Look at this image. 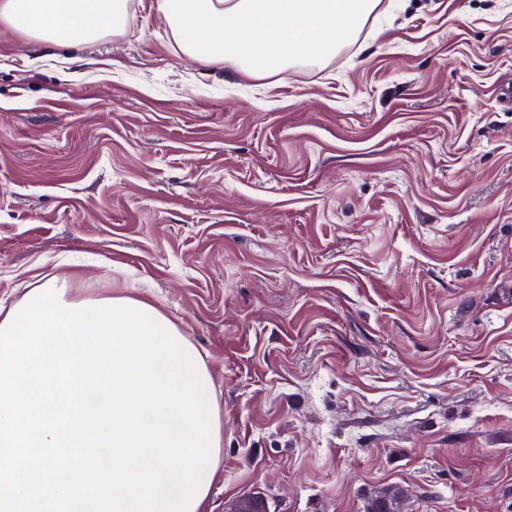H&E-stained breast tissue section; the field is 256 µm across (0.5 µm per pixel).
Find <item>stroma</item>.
Instances as JSON below:
<instances>
[{
	"label": "stroma",
	"mask_w": 512,
	"mask_h": 512,
	"mask_svg": "<svg viewBox=\"0 0 512 512\" xmlns=\"http://www.w3.org/2000/svg\"><path fill=\"white\" fill-rule=\"evenodd\" d=\"M0 25V303L70 273L206 356L211 512H512V0H381L253 80ZM54 277L58 278V282H56L57 279L54 281L55 282L54 284H57V286L54 285L57 288L56 290H58V288H62V287L65 288V286H66L65 292H64V289L62 290L65 293L64 296H63V302L65 301L66 302L65 304H68V303H76V304H78V303H81L82 301H85V300H100V299H103V300L104 299H111L112 300V299H115V298H118V299H115V300H120L122 298H126V299H129L131 301V303H134V301L142 302L143 304H146V305L150 306V308L152 307L150 309V313H156V314L158 313L159 314L158 321H160V317H162V319H164V321H167L166 325H171V329H174V333L176 331H177V333L178 332L180 333V334L178 333V337L181 336L183 341L188 342L189 345H192L194 347V345L186 338V336L183 335V333L180 331V329L177 327V325L173 322V320L167 314H165L163 311H161L160 309H158L154 305H152V304H150V303H148V302H146V301H144L142 299H139V298H137V297H135V296H133L131 294H120V295H116V296H112V297L98 298V299H93V298H86V299H79V300L73 299V298H71L69 296V289L70 288H67V284H68V281H69V278H70L69 274H67V272H62V273H59V274L55 275ZM63 283H64L65 286L62 285ZM132 300H134V301H132ZM142 303H140L139 305L144 306ZM190 348H191V346H190ZM195 349L196 348L194 347V350ZM196 351L197 352H195V353H198V357H200V361L203 362L202 365L203 364L205 365L206 362L204 361L202 355L199 353V351L197 349H196ZM205 367H207V368L204 369V372L207 374V376H209V381L211 382V385H212V379H211V375H210L209 368H208L207 364H206Z\"/></svg>",
	"instance_id": "1"
}]
</instances>
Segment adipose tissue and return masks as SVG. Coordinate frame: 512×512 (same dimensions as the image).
I'll return each instance as SVG.
<instances>
[{
    "instance_id": "ef3b65f1",
    "label": "adipose tissue",
    "mask_w": 512,
    "mask_h": 512,
    "mask_svg": "<svg viewBox=\"0 0 512 512\" xmlns=\"http://www.w3.org/2000/svg\"><path fill=\"white\" fill-rule=\"evenodd\" d=\"M380 0H156L178 49L251 79L319 65L357 38ZM127 0H0V23L55 48L124 32Z\"/></svg>"
}]
</instances>
